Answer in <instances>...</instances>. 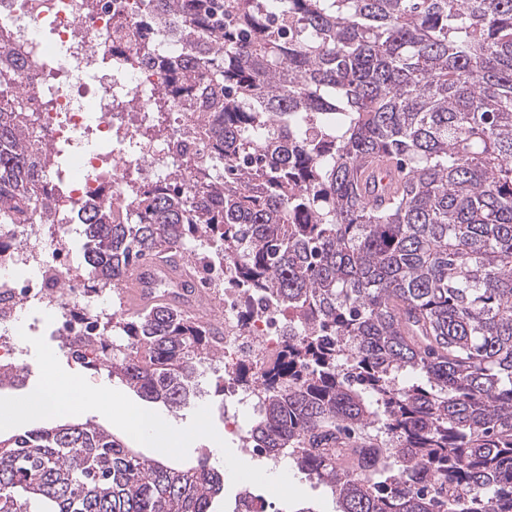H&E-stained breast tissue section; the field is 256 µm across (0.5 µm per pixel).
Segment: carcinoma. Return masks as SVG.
Segmentation results:
<instances>
[{
  "instance_id": "obj_1",
  "label": "carcinoma",
  "mask_w": 512,
  "mask_h": 512,
  "mask_svg": "<svg viewBox=\"0 0 512 512\" xmlns=\"http://www.w3.org/2000/svg\"><path fill=\"white\" fill-rule=\"evenodd\" d=\"M208 151L82 225L89 280L194 242L237 262L241 316L292 313L247 434L336 512H512V0H155ZM26 118L0 109V225L36 211ZM168 131L156 108L151 134ZM395 162L389 202L358 169ZM102 362L151 401L196 397L216 332L158 302ZM224 472L144 459L88 421L0 438V512H211Z\"/></svg>"
}]
</instances>
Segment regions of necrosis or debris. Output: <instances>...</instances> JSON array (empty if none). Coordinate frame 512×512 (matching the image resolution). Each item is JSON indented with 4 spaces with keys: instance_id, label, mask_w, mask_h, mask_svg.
Returning <instances> with one entry per match:
<instances>
[{
    "instance_id": "1",
    "label": "necrosis or debris",
    "mask_w": 512,
    "mask_h": 512,
    "mask_svg": "<svg viewBox=\"0 0 512 512\" xmlns=\"http://www.w3.org/2000/svg\"><path fill=\"white\" fill-rule=\"evenodd\" d=\"M147 0H0V65L15 82L0 99L18 104L35 122L26 135L39 148L65 149L68 162L49 169L34 164L42 223L27 220L0 225V365L15 364L20 353V316H49L61 342H87L99 354L107 337L99 333L103 311L87 304V281L69 275L68 256L91 210L105 202L128 203L130 176L170 181L195 150L181 140L182 130L199 118L178 98H168L171 134L143 138L157 99L165 96L168 75L163 60L184 55L176 36L160 33V51L135 68L121 62L135 53L132 38L147 14ZM166 97V96H165ZM138 140L141 151L126 154L121 140ZM237 289L224 291V433L241 436L259 401L239 376L248 366L263 378L288 344L287 313L259 304L248 320L239 317Z\"/></svg>"
}]
</instances>
